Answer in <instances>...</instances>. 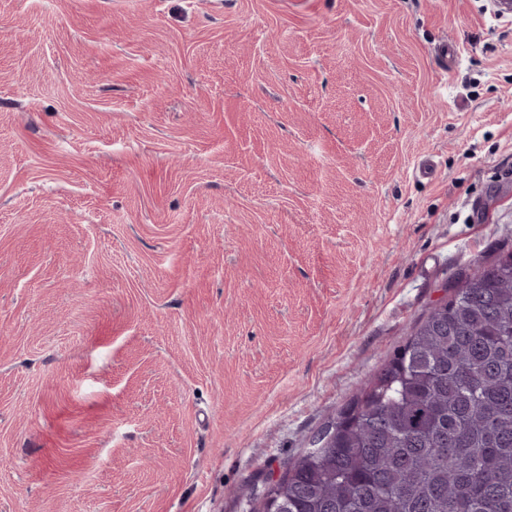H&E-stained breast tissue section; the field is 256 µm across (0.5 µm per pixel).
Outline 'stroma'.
<instances>
[{
	"instance_id": "1",
	"label": "stroma",
	"mask_w": 512,
	"mask_h": 512,
	"mask_svg": "<svg viewBox=\"0 0 512 512\" xmlns=\"http://www.w3.org/2000/svg\"><path fill=\"white\" fill-rule=\"evenodd\" d=\"M510 251L493 0H0V512H243Z\"/></svg>"
}]
</instances>
